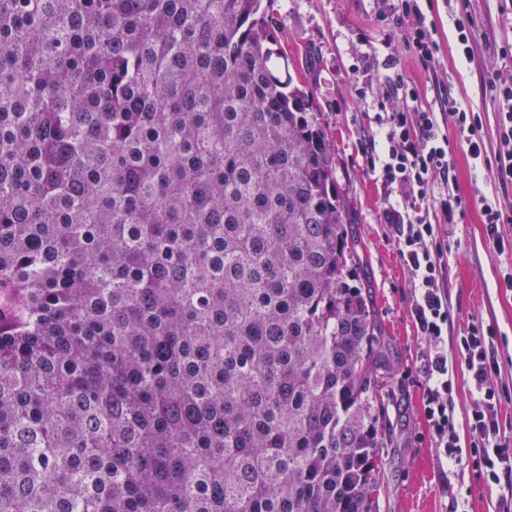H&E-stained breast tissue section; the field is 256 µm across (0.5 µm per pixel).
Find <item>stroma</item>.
Masks as SVG:
<instances>
[{
    "label": "stroma",
    "instance_id": "1",
    "mask_svg": "<svg viewBox=\"0 0 512 512\" xmlns=\"http://www.w3.org/2000/svg\"><path fill=\"white\" fill-rule=\"evenodd\" d=\"M395 0H276L278 41L291 54L295 80L309 83L321 120L336 148L340 192L350 202L353 231L374 301L387 359L393 368L385 401L391 441L382 451L379 512H497L499 492L476 482L466 465H443L424 413L423 366L429 345L412 314L413 277L399 255L393 230L382 212L397 203L368 164L363 148L379 128L381 107L373 90L380 82L403 77L419 90L420 103L438 110L440 88L463 108L480 113L487 151L499 145L497 103L489 89L492 72L512 69V57L496 47L512 43V0H423L421 8L436 27L437 60L423 68L401 36ZM472 17L475 39L463 55L455 21ZM457 192L470 203L454 223L438 222L445 267L444 286L454 323L443 347L454 350L473 319L498 326L501 380L512 388V291L502 289L512 273V251H497L485 235L478 201L487 198L512 210V185L498 183L494 170L474 164L456 128L442 124Z\"/></svg>",
    "mask_w": 512,
    "mask_h": 512
}]
</instances>
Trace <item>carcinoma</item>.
<instances>
[{"label":"carcinoma","mask_w":512,"mask_h":512,"mask_svg":"<svg viewBox=\"0 0 512 512\" xmlns=\"http://www.w3.org/2000/svg\"><path fill=\"white\" fill-rule=\"evenodd\" d=\"M273 2L0 0V512H379V323Z\"/></svg>","instance_id":"obj_1"}]
</instances>
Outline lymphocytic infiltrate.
Listing matches in <instances>:
<instances>
[{
  "mask_svg": "<svg viewBox=\"0 0 512 512\" xmlns=\"http://www.w3.org/2000/svg\"><path fill=\"white\" fill-rule=\"evenodd\" d=\"M405 21L404 40L423 65L434 62L440 47L418 0H398ZM489 86L498 103L500 146L487 153L479 113L463 109L448 94H441L439 111L417 107L419 94L403 78L379 83L377 96L391 102L392 109L376 115L384 135L376 157L379 178L388 190L401 194L399 206L386 208L383 218L395 230L399 252L418 281L419 294L413 305L419 332L432 350L424 366L426 399L424 412L440 461L470 467L475 479L500 491V512H512V437L502 429L500 410L508 393L496 378L500 372L497 326L479 319L468 324L456 342L458 369H450L441 349L453 324L443 288V266L437 250L431 211L445 220L465 212L468 202L454 194L450 181L448 138L441 133L439 116H447L467 147L468 156L494 168L501 184H512V71L494 72ZM464 370L474 389L467 413L468 438L456 430L455 372Z\"/></svg>",
  "mask_w": 512,
  "mask_h": 512,
  "instance_id": "f902f5d3",
  "label": "lymphocytic infiltrate"
}]
</instances>
